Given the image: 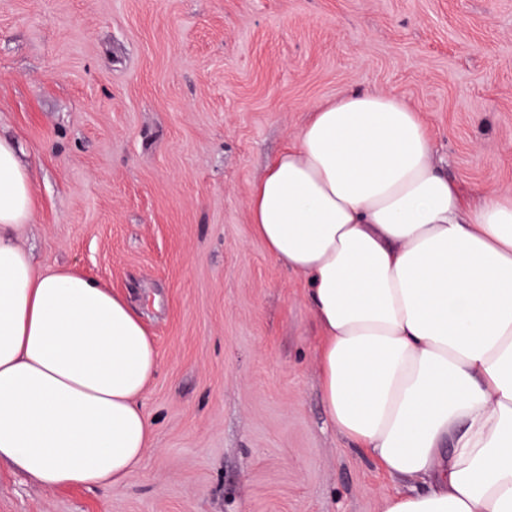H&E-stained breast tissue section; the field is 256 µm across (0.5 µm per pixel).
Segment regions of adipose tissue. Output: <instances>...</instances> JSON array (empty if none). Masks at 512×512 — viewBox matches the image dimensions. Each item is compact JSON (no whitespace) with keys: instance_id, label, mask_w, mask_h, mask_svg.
<instances>
[{"instance_id":"1","label":"adipose tissue","mask_w":512,"mask_h":512,"mask_svg":"<svg viewBox=\"0 0 512 512\" xmlns=\"http://www.w3.org/2000/svg\"><path fill=\"white\" fill-rule=\"evenodd\" d=\"M34 190L0 137V461L121 489L151 447L159 355L140 313L19 245ZM255 234L302 275L328 421L394 478L384 512H512V193L464 197L420 112L325 101L254 183Z\"/></svg>"}]
</instances>
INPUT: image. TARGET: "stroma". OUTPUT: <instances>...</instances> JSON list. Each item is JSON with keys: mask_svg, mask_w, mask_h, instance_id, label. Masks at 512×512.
I'll return each mask as SVG.
<instances>
[{"mask_svg": "<svg viewBox=\"0 0 512 512\" xmlns=\"http://www.w3.org/2000/svg\"><path fill=\"white\" fill-rule=\"evenodd\" d=\"M355 90L417 108L464 193L512 192V0H0L21 244L126 297L161 359L123 489L1 463L0 512H383L404 489L330 426L306 282L248 210L311 109Z\"/></svg>", "mask_w": 512, "mask_h": 512, "instance_id": "obj_1", "label": "stroma"}]
</instances>
